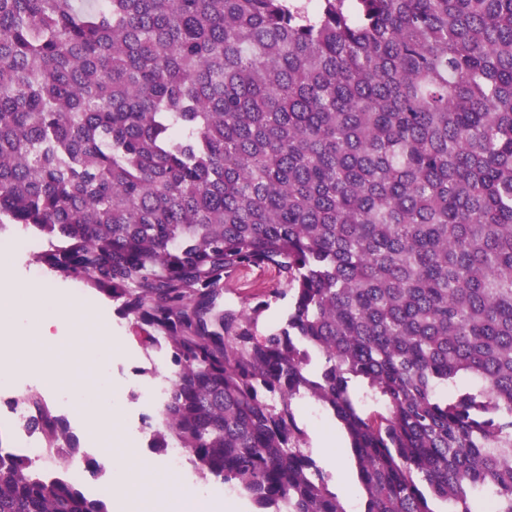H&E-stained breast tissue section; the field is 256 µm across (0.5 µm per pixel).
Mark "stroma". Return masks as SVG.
Segmentation results:
<instances>
[{
	"label": "stroma",
	"instance_id": "obj_1",
	"mask_svg": "<svg viewBox=\"0 0 512 512\" xmlns=\"http://www.w3.org/2000/svg\"><path fill=\"white\" fill-rule=\"evenodd\" d=\"M26 238L27 246L13 252L16 278H25L29 270L33 269L39 271L44 278L59 284L60 294L68 303L89 309L91 335L111 334L123 352L122 357L113 360L109 366L112 381L123 398L122 418L117 432H106L92 438L87 435L82 421L75 413L66 415L70 430L79 443V457L86 464L81 490L90 497L94 494L95 485L108 482L107 471L97 470L96 465L103 462L117 447L133 451L137 458L152 468L160 480L167 481L178 474L186 481L197 482L198 473L192 464H184L177 474L168 469L163 451L152 448L150 430L141 417L143 408L139 395L151 378L152 367H159L167 375L174 371L167 350L145 346L141 340V330L131 319L122 316L118 303L105 293L84 280L62 276L38 264L33 255L47 249V237L30 231ZM279 285L280 278L275 270H242L236 272L234 277L225 279L224 303L230 308L241 310L252 302L266 298ZM15 343L14 354L0 357V366L6 368L19 359L25 363L22 370L13 374L10 385L12 395L25 397L33 393L45 402H53L54 396L47 391L44 382L43 363L47 360H68L72 369V384H92V377L84 371V359L80 353L67 354L60 349L42 346L31 336L16 337ZM295 413L300 427L307 435V446L317 465L331 474L334 482L348 480L350 492L344 499L347 512H362L365 493L357 481L354 464H347L345 470H337L335 464L326 463L325 451L319 445L321 438L330 437L335 441V453L342 457L347 454L346 443L333 415L309 398L296 402Z\"/></svg>",
	"mask_w": 512,
	"mask_h": 512
}]
</instances>
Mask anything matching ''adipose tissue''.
I'll list each match as a JSON object with an SVG mask.
<instances>
[{
    "label": "adipose tissue",
    "mask_w": 512,
    "mask_h": 512,
    "mask_svg": "<svg viewBox=\"0 0 512 512\" xmlns=\"http://www.w3.org/2000/svg\"><path fill=\"white\" fill-rule=\"evenodd\" d=\"M83 318V313L74 306L16 281L10 253H0V351L10 350L14 336L22 333L44 343L62 342L69 348L84 350L97 382L91 388L75 390L72 402L85 418L87 434L97 437L111 430L121 418L120 403L112 397V385L105 370L107 361L119 355L120 350L107 340L87 341L81 329ZM111 463L124 474L119 483L124 500L130 504L137 502L151 482L149 472L127 452L114 454Z\"/></svg>",
    "instance_id": "ef3b65f1"
}]
</instances>
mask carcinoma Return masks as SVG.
<instances>
[{"mask_svg": "<svg viewBox=\"0 0 512 512\" xmlns=\"http://www.w3.org/2000/svg\"><path fill=\"white\" fill-rule=\"evenodd\" d=\"M175 370L154 431L259 512H512V0H0V229ZM273 268L270 299L218 303ZM54 456L78 448L36 395ZM0 512H108L0 448ZM275 288H281L275 270H242L224 279V305L241 310L259 299H267ZM295 413L300 427L306 432L307 446L317 465L333 477L332 486L339 492L342 472L336 469V453L345 460V476L349 482L350 492L344 498V505L349 512L364 510L365 493L357 481L354 462L346 451V443L333 415L314 400L305 398L295 403ZM323 437H332L336 440L335 448H320L319 440ZM327 449L333 451V462L326 463Z\"/></svg>", "mask_w": 512, "mask_h": 512, "instance_id": "1", "label": "carcinoma"}]
</instances>
